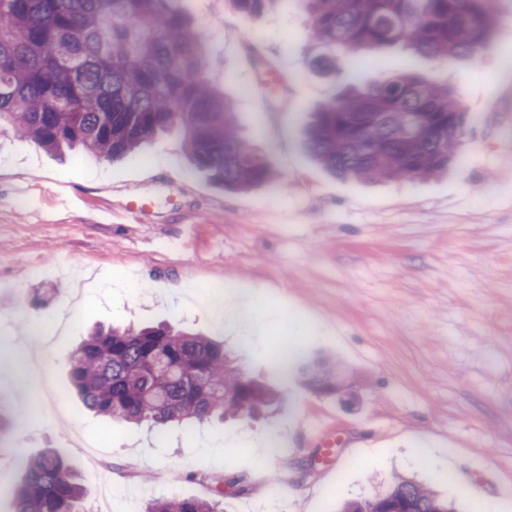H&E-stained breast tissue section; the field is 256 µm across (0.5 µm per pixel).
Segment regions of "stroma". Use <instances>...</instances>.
I'll use <instances>...</instances> for the list:
<instances>
[{
  "label": "stroma",
  "instance_id": "stroma-1",
  "mask_svg": "<svg viewBox=\"0 0 512 512\" xmlns=\"http://www.w3.org/2000/svg\"><path fill=\"white\" fill-rule=\"evenodd\" d=\"M182 7L208 31V76L276 180L231 192L190 172L178 128L112 163L47 152L0 125V512H12L24 464L46 448L80 471L82 512L210 499L219 479L245 487L225 490L224 512H277L257 493L275 476L288 512H336L398 474L464 512L486 499L512 512V207L498 185L512 175V0H497L498 35L476 59L411 57L460 91L469 119L458 162L414 183L340 180L305 151L303 131L337 86L308 69L311 20L296 0L255 18L228 0ZM254 35L277 74H257L245 44ZM286 72L301 78L285 91ZM57 180L79 190L77 207L56 205L47 188ZM216 282L278 323L260 340L217 325ZM47 320L63 323L49 338L37 332ZM161 321L232 349L279 392L272 418L215 421L192 441L172 427L160 442L90 411L67 377L89 330ZM283 334L296 354L338 362L358 404L284 376L273 354ZM26 360L55 379V422L36 418L47 396ZM318 417L330 427L308 434ZM422 447L452 458L414 460ZM487 471L496 487L476 492Z\"/></svg>",
  "mask_w": 512,
  "mask_h": 512
}]
</instances>
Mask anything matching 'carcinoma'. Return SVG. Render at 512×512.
<instances>
[{"label":"carcinoma","mask_w":512,"mask_h":512,"mask_svg":"<svg viewBox=\"0 0 512 512\" xmlns=\"http://www.w3.org/2000/svg\"><path fill=\"white\" fill-rule=\"evenodd\" d=\"M247 17L280 0H229ZM319 64L345 59L337 94L317 108L305 133L312 158L359 182H415L459 158L467 116L453 86L411 71L370 79L356 56L401 47L438 58H475L496 33L495 0H301ZM206 33L181 0H0V124L54 153L76 148L126 159L171 128L185 131L196 171L246 191L274 173L240 137L231 101L208 78ZM338 366L307 365V384L336 381ZM85 404L115 422L145 424L157 437L172 425L254 418L279 401L223 344L169 324L97 328L68 368ZM85 495L76 466L54 449L29 459L14 512H78ZM406 512H457L433 488L397 476L381 495L342 512H379L381 496ZM146 512H223L221 501L171 498Z\"/></svg>","instance_id":"cac0c4a2"}]
</instances>
